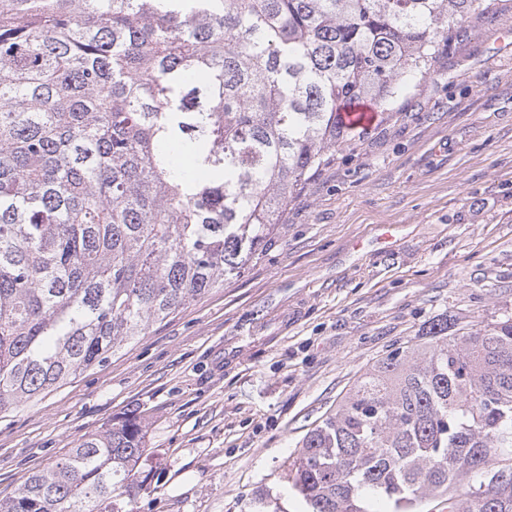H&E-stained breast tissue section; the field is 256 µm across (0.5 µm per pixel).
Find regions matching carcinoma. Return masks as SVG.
<instances>
[{
	"label": "carcinoma",
	"mask_w": 512,
	"mask_h": 512,
	"mask_svg": "<svg viewBox=\"0 0 512 512\" xmlns=\"http://www.w3.org/2000/svg\"><path fill=\"white\" fill-rule=\"evenodd\" d=\"M497 0H0V413L259 259L356 125ZM128 414L0 512H130ZM304 512H512V316H446L302 438Z\"/></svg>",
	"instance_id": "obj_1"
}]
</instances>
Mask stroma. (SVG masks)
<instances>
[{
	"mask_svg": "<svg viewBox=\"0 0 512 512\" xmlns=\"http://www.w3.org/2000/svg\"><path fill=\"white\" fill-rule=\"evenodd\" d=\"M309 180L261 258L101 366L0 414V499L134 412L162 471L133 512H302L289 457L379 359L448 314H512V0Z\"/></svg>",
	"mask_w": 512,
	"mask_h": 512,
	"instance_id": "35a3bbf8",
	"label": "stroma"
}]
</instances>
